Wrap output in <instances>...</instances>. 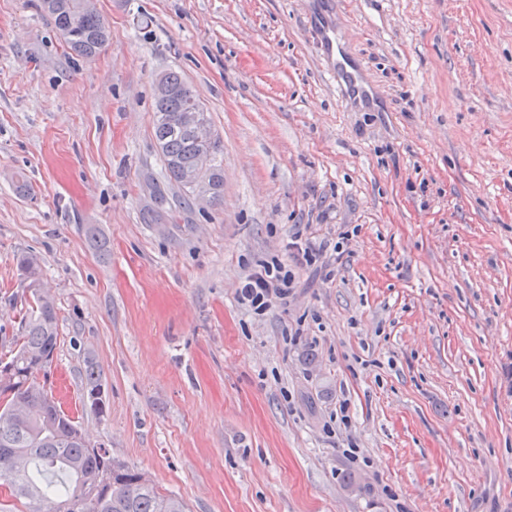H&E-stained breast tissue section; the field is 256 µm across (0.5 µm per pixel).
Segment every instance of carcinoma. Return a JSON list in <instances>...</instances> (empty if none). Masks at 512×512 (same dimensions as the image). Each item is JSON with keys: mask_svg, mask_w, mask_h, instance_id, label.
I'll return each instance as SVG.
<instances>
[{"mask_svg": "<svg viewBox=\"0 0 512 512\" xmlns=\"http://www.w3.org/2000/svg\"><path fill=\"white\" fill-rule=\"evenodd\" d=\"M68 48L78 57H95L109 38L104 19L86 8V0H40ZM200 107L188 83L176 72L161 76L155 88L153 134L160 149L166 188L151 189L154 210L169 203L165 189L177 190L178 205L197 199L182 177L200 158L215 178L210 202L222 197L224 172L221 143L204 145L180 122L182 113ZM22 275L32 282L42 277L41 265L29 253L17 256ZM59 338L56 307L30 293L29 307L12 337L0 367L9 368L11 394L0 391V452L27 456L25 466L0 476V489L9 491L23 512H188L186 502L160 492L142 472L112 455L104 445L86 444L77 436L72 417L65 414L40 386L38 375L50 365ZM84 396L102 392V377L92 356L85 358Z\"/></svg>", "mask_w": 512, "mask_h": 512, "instance_id": "cac0c4a2", "label": "carcinoma"}]
</instances>
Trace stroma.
I'll return each instance as SVG.
<instances>
[{"label": "stroma", "mask_w": 512, "mask_h": 512, "mask_svg": "<svg viewBox=\"0 0 512 512\" xmlns=\"http://www.w3.org/2000/svg\"><path fill=\"white\" fill-rule=\"evenodd\" d=\"M38 2L0 0V355L29 251L40 385L189 512H512V0H97L91 59ZM323 31L375 108L340 100ZM168 70L224 192L151 224ZM300 226L342 242L330 279L294 265ZM274 258L297 295L257 316L235 292Z\"/></svg>", "instance_id": "1"}]
</instances>
